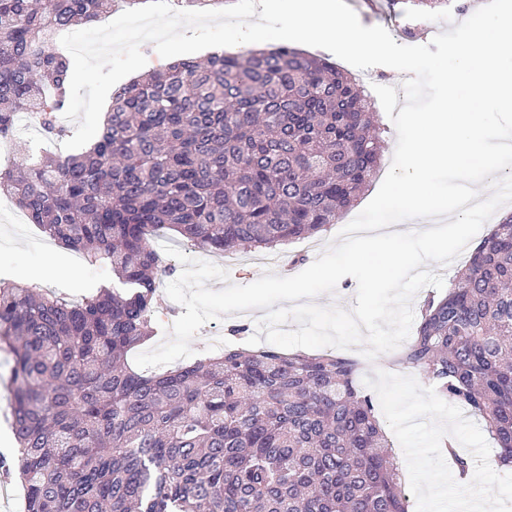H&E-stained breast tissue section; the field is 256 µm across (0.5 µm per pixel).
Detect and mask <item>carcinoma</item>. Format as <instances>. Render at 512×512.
<instances>
[{
	"label": "carcinoma",
	"mask_w": 512,
	"mask_h": 512,
	"mask_svg": "<svg viewBox=\"0 0 512 512\" xmlns=\"http://www.w3.org/2000/svg\"><path fill=\"white\" fill-rule=\"evenodd\" d=\"M110 5L0 0V141L22 113L66 135L71 64L48 36ZM383 133L354 75L280 45L176 60L113 94L89 148L0 168V196L118 279L80 304L0 281L25 512H409L356 360L234 345L150 376L128 361L158 334L174 273L159 232L211 255L310 239L371 184ZM392 362L479 417L512 463V214Z\"/></svg>",
	"instance_id": "obj_1"
}]
</instances>
